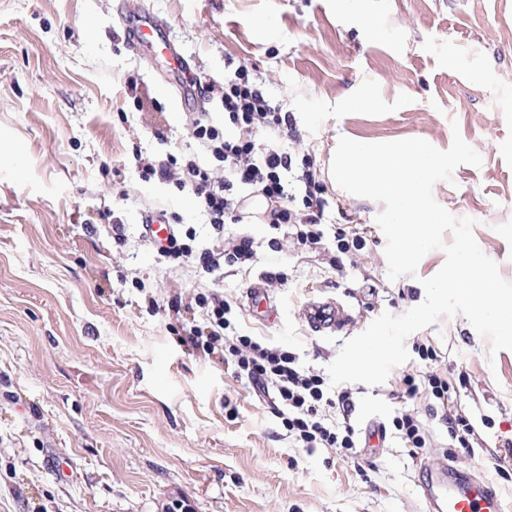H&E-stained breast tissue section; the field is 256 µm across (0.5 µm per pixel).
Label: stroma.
I'll list each match as a JSON object with an SVG mask.
<instances>
[{
    "mask_svg": "<svg viewBox=\"0 0 512 512\" xmlns=\"http://www.w3.org/2000/svg\"><path fill=\"white\" fill-rule=\"evenodd\" d=\"M381 18L368 37L360 11L336 0H0V512H423L420 462L473 466L512 512V350L489 342L461 315L411 334L410 358L387 381L348 384L350 423L387 426L383 448L342 457L297 447L270 405L224 365L182 345L163 304L223 291L237 333L292 352L326 374L344 342L383 312L425 298L421 279L446 256L433 250L416 277L387 278L383 206L341 189L331 174L340 137L363 142L427 139L445 150L453 132L482 157L434 185L435 200L473 220L483 252L512 280V0H362ZM140 9L168 20L194 76L217 91L204 106L224 124V65L245 64L287 112L289 151L323 186L325 237L315 248L245 220L235 232L259 244L250 268L207 274L158 262L142 237L145 216L167 212L213 244L207 215L190 194L139 176L133 150L154 160L213 158L173 105L163 68L129 51L121 15ZM364 95L366 108L345 103ZM125 228L122 241L113 225ZM366 241L339 254L336 232ZM344 262L343 270L331 264ZM271 269L276 319L248 313L244 291ZM156 294L161 306L149 308ZM333 298L351 313L330 335L307 326L311 300ZM436 360H421L418 345ZM453 388L450 412L470 418V449L450 444L426 391L403 398L402 378L429 372ZM424 423L415 452L391 431L400 410ZM60 457L69 477L53 473Z\"/></svg>",
    "mask_w": 512,
    "mask_h": 512,
    "instance_id": "1",
    "label": "stroma"
}]
</instances>
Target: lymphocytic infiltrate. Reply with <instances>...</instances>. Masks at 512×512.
Instances as JSON below:
<instances>
[{
    "label": "lymphocytic infiltrate",
    "instance_id": "lymphocytic-infiltrate-1",
    "mask_svg": "<svg viewBox=\"0 0 512 512\" xmlns=\"http://www.w3.org/2000/svg\"><path fill=\"white\" fill-rule=\"evenodd\" d=\"M222 101L223 126H215L203 112L191 113L187 120L194 141L222 165V172L185 155L170 153L159 161L135 158L143 181L170 182L178 190L191 192L217 239L215 246L199 248L192 230L175 229L167 243L158 247L159 260L172 266L191 263L208 274L226 266L253 264L255 239L227 232L228 225L245 220L241 193L252 187L272 203L266 219L272 229H290L299 246L321 244L322 188L310 165L293 168L292 156L281 144L291 131L287 114L273 105L243 64L225 73ZM167 307L177 315L195 307L202 310L203 324L190 326L183 344L232 365L234 376L246 381L256 396L270 398L276 417L299 447L335 448L347 458L356 455L360 442L349 421L351 393L329 397L323 378L301 368L292 353L233 334L232 306L217 292L194 294L188 302L176 295L168 299ZM328 408L339 412L342 422L329 421L324 414Z\"/></svg>",
    "mask_w": 512,
    "mask_h": 512
}]
</instances>
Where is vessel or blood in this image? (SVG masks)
Segmentation results:
<instances>
[{"instance_id": "1", "label": "vessel or blood", "mask_w": 512, "mask_h": 512, "mask_svg": "<svg viewBox=\"0 0 512 512\" xmlns=\"http://www.w3.org/2000/svg\"><path fill=\"white\" fill-rule=\"evenodd\" d=\"M125 41L132 52L161 47L168 63L167 75L177 79L188 65L183 52L169 38V23L152 13H141L123 22ZM249 308L259 320L273 318V305L264 277H257L247 291ZM305 318L312 332L331 334L345 326L348 313L332 299L311 302ZM425 512H503L502 500L492 486L473 471L451 465L424 468L420 481Z\"/></svg>"}]
</instances>
